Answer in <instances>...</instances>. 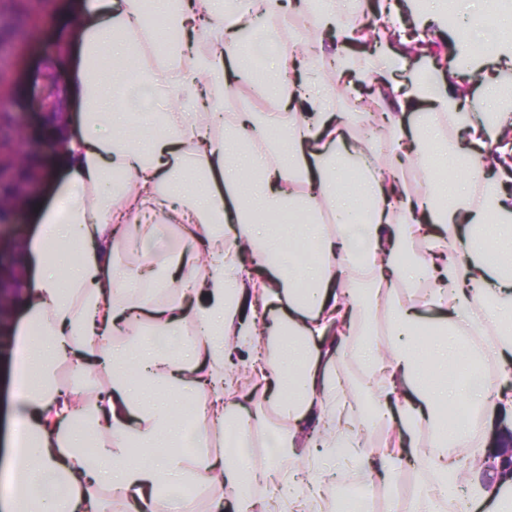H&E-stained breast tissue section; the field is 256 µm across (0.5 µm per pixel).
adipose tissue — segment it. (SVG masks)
I'll return each mask as SVG.
<instances>
[{"instance_id":"1","label":"adipose tissue","mask_w":512,"mask_h":512,"mask_svg":"<svg viewBox=\"0 0 512 512\" xmlns=\"http://www.w3.org/2000/svg\"><path fill=\"white\" fill-rule=\"evenodd\" d=\"M356 2L295 7L309 27L351 41ZM148 11L190 27L191 43L169 41L148 60L134 36ZM59 13L69 36L55 44L84 76L82 116L61 145L68 185L22 244L39 273L21 293L15 346L36 377L16 391L7 512H197L203 485L221 491L209 512H260L253 486L280 481L313 420L315 447L344 449L366 478L389 483L403 463L428 471L413 512H445L451 499L458 512L478 500L512 512V468L467 424L445 425L448 411L476 406L512 429V269L499 262L512 254V113L469 125L465 146L449 149L444 130L469 103L449 94L429 47L424 67L394 82L408 57L386 39L376 53L330 61L296 30L241 40L255 18L286 16L283 0H71ZM374 21L436 36L448 10L444 0H380ZM243 69L274 109L225 111ZM356 76L387 151L358 136L361 113L325 91ZM416 101L429 108L409 133L401 116ZM172 229L161 256L117 261L120 245ZM272 302L285 314L244 320V308ZM432 310L439 321L425 338L420 320ZM337 321L341 353L362 375L355 388L324 348ZM474 335L485 339L475 353ZM247 344L283 428L235 411L228 367ZM65 364L73 379L60 386ZM377 426L396 432L395 447L361 452V430ZM426 428L429 457L414 448ZM227 430L267 432L270 463L241 449L205 454ZM465 460L495 472L494 484H459Z\"/></svg>"}]
</instances>
